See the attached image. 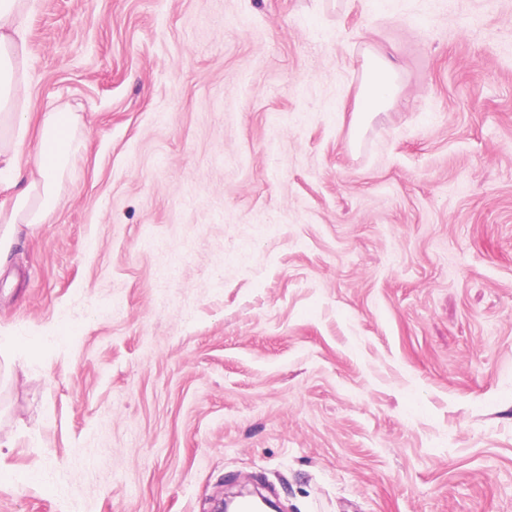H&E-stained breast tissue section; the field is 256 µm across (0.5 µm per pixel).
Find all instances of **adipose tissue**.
Here are the masks:
<instances>
[{
	"mask_svg": "<svg viewBox=\"0 0 512 512\" xmlns=\"http://www.w3.org/2000/svg\"><path fill=\"white\" fill-rule=\"evenodd\" d=\"M32 0H0V183L13 188L11 203L0 202V260L7 257L22 233L44 224L57 202L63 176L75 153L81 127L72 112H46L32 117L23 88L26 22ZM358 112L379 111L393 94L394 70L383 56L364 64ZM36 131L34 162L23 159L29 131Z\"/></svg>",
	"mask_w": 512,
	"mask_h": 512,
	"instance_id": "ef3b65f1",
	"label": "adipose tissue"
}]
</instances>
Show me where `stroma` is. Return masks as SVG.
<instances>
[{"instance_id":"stroma-1","label":"stroma","mask_w":512,"mask_h":512,"mask_svg":"<svg viewBox=\"0 0 512 512\" xmlns=\"http://www.w3.org/2000/svg\"><path fill=\"white\" fill-rule=\"evenodd\" d=\"M25 62L83 127L0 267V512H512V0H36ZM364 71L362 91L354 111L355 118L359 114V120L365 112L379 111L390 99L395 87L393 66L385 57L371 55L364 64Z\"/></svg>"}]
</instances>
